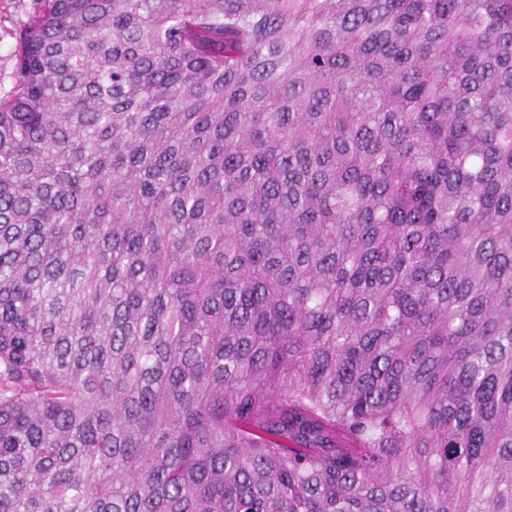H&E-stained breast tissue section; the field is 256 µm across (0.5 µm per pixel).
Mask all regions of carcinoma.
Segmentation results:
<instances>
[{
	"label": "carcinoma",
	"instance_id": "cac0c4a2",
	"mask_svg": "<svg viewBox=\"0 0 512 512\" xmlns=\"http://www.w3.org/2000/svg\"><path fill=\"white\" fill-rule=\"evenodd\" d=\"M42 2L0 512H512V0Z\"/></svg>",
	"mask_w": 512,
	"mask_h": 512
}]
</instances>
